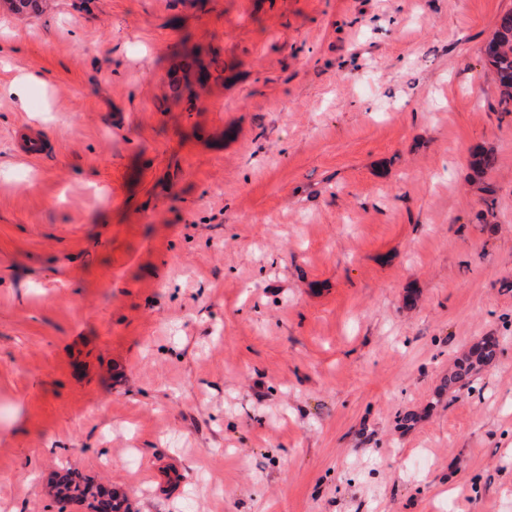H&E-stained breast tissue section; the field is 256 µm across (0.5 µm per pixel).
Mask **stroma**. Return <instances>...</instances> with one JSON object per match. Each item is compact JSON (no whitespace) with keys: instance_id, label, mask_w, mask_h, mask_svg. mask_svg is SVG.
Returning a JSON list of instances; mask_svg holds the SVG:
<instances>
[{"instance_id":"35a3bbf8","label":"stroma","mask_w":512,"mask_h":512,"mask_svg":"<svg viewBox=\"0 0 512 512\" xmlns=\"http://www.w3.org/2000/svg\"><path fill=\"white\" fill-rule=\"evenodd\" d=\"M509 10L0 5V512H88L67 468L131 512H512ZM196 48L224 78L174 98ZM484 56L499 85L502 112L509 114L512 112V11L497 20ZM497 353L498 343L493 341L484 342L483 346L467 352L448 373V388L468 385L473 373L482 365L492 364Z\"/></svg>"}]
</instances>
